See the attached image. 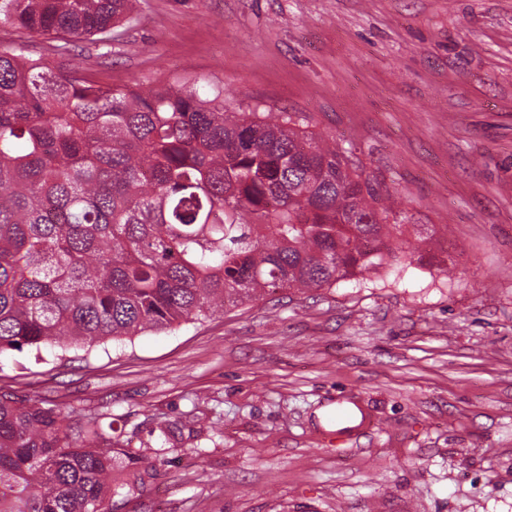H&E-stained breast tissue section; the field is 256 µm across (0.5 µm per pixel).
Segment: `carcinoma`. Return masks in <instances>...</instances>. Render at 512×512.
Masks as SVG:
<instances>
[{
  "label": "carcinoma",
  "instance_id": "carcinoma-1",
  "mask_svg": "<svg viewBox=\"0 0 512 512\" xmlns=\"http://www.w3.org/2000/svg\"><path fill=\"white\" fill-rule=\"evenodd\" d=\"M130 0H0V27L103 47ZM394 202L286 112L114 87L0 49V354L91 347L422 261ZM112 424L0 393V512H112L144 486Z\"/></svg>",
  "mask_w": 512,
  "mask_h": 512
}]
</instances>
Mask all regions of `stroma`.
<instances>
[{
	"mask_svg": "<svg viewBox=\"0 0 512 512\" xmlns=\"http://www.w3.org/2000/svg\"><path fill=\"white\" fill-rule=\"evenodd\" d=\"M72 49L292 113L436 230L356 284L0 356V388L128 440L150 476L113 512H512V0H136L111 50Z\"/></svg>",
	"mask_w": 512,
	"mask_h": 512,
	"instance_id": "obj_1",
	"label": "stroma"
}]
</instances>
